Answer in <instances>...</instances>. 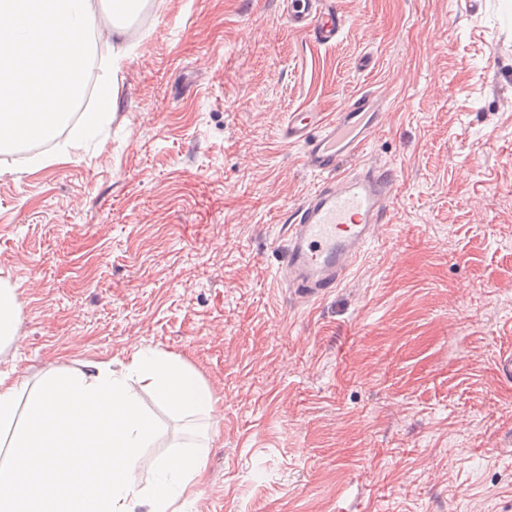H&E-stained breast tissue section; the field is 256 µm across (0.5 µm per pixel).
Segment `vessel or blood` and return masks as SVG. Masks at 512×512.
<instances>
[{"label":"vessel or blood","instance_id":"obj_1","mask_svg":"<svg viewBox=\"0 0 512 512\" xmlns=\"http://www.w3.org/2000/svg\"><path fill=\"white\" fill-rule=\"evenodd\" d=\"M287 6L290 25L322 46L335 43L346 23L335 0H288ZM385 107L379 95L359 92L338 112L303 109L281 125V140L301 146L304 167L321 177L283 219L288 245L279 281L296 303L320 301L341 287L392 221L396 174L364 155Z\"/></svg>","mask_w":512,"mask_h":512}]
</instances>
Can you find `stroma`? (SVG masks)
<instances>
[{"mask_svg": "<svg viewBox=\"0 0 512 512\" xmlns=\"http://www.w3.org/2000/svg\"><path fill=\"white\" fill-rule=\"evenodd\" d=\"M150 0L115 116L28 172L0 153V372L179 357L218 400L184 512H512V0ZM385 97L367 159L399 190L346 283L298 306L282 215L319 178L289 112ZM288 6V22L309 34L314 42L329 46L340 36L346 20L337 10L335 0H291ZM15 290L8 281L0 280V355L17 336L19 304Z\"/></svg>", "mask_w": 512, "mask_h": 512, "instance_id": "obj_1", "label": "stroma"}]
</instances>
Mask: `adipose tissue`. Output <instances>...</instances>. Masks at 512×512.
<instances>
[{
  "instance_id": "1",
  "label": "adipose tissue",
  "mask_w": 512,
  "mask_h": 512,
  "mask_svg": "<svg viewBox=\"0 0 512 512\" xmlns=\"http://www.w3.org/2000/svg\"><path fill=\"white\" fill-rule=\"evenodd\" d=\"M148 0H111L112 48L98 56L96 0H0V151L54 140L85 93L90 61L117 73L132 46L130 20ZM26 381L0 374V512H180L205 479L201 455L141 460L160 430L141 403L150 393L176 415L216 412L212 391L183 361L157 349L121 370L103 362L59 371L16 415Z\"/></svg>"
}]
</instances>
